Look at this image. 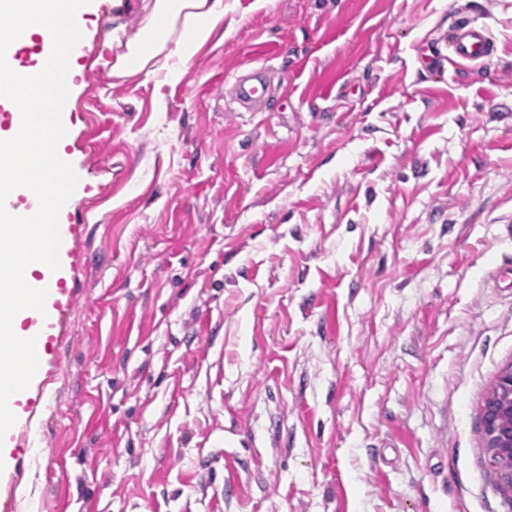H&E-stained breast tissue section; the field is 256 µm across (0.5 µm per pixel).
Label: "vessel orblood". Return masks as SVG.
Returning a JSON list of instances; mask_svg holds the SVG:
<instances>
[{"instance_id": "b4317fda", "label": "vessel or blood", "mask_w": 512, "mask_h": 512, "mask_svg": "<svg viewBox=\"0 0 512 512\" xmlns=\"http://www.w3.org/2000/svg\"><path fill=\"white\" fill-rule=\"evenodd\" d=\"M448 47L456 65L466 66L480 63L492 58L495 44L489 29L474 20L454 22L448 28ZM53 48L51 36H35L18 38L14 50L8 51L6 59L9 66L35 60L43 63L49 58ZM235 99L241 107L249 112L265 111L267 105V78L264 70L254 69L239 76L234 85ZM70 206H63L58 216V229L61 237L59 258L61 266L58 270L47 271L41 281L48 290L45 312H31L27 321L37 337L38 346H45L48 340L60 336L64 314L69 306L70 298L67 281L73 270L66 264L73 255V244L78 236L77 225L70 220Z\"/></svg>"}]
</instances>
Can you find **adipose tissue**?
<instances>
[{
  "label": "adipose tissue",
  "mask_w": 512,
  "mask_h": 512,
  "mask_svg": "<svg viewBox=\"0 0 512 512\" xmlns=\"http://www.w3.org/2000/svg\"><path fill=\"white\" fill-rule=\"evenodd\" d=\"M223 17L224 0H152L133 37L113 35V76L156 72L163 58L189 64L197 46L213 35Z\"/></svg>",
  "instance_id": "adipose-tissue-1"
}]
</instances>
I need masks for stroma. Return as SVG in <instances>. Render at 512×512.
<instances>
[{"mask_svg":"<svg viewBox=\"0 0 512 512\" xmlns=\"http://www.w3.org/2000/svg\"><path fill=\"white\" fill-rule=\"evenodd\" d=\"M142 14L85 16L80 260L0 502L512 512L479 416L512 363V0H224L187 67L114 77ZM462 18L495 56L434 66ZM235 99L247 112H264L267 105V78L262 69L239 76L234 85Z\"/></svg>","mask_w":512,"mask_h":512,"instance_id":"1","label":"stroma"}]
</instances>
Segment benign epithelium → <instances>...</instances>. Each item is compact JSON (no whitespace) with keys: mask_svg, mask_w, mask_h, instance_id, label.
<instances>
[{"mask_svg":"<svg viewBox=\"0 0 512 512\" xmlns=\"http://www.w3.org/2000/svg\"><path fill=\"white\" fill-rule=\"evenodd\" d=\"M488 466L500 486L512 490V363L497 376L481 408Z\"/></svg>","mask_w":512,"mask_h":512,"instance_id":"obj_1","label":"benign epithelium"}]
</instances>
